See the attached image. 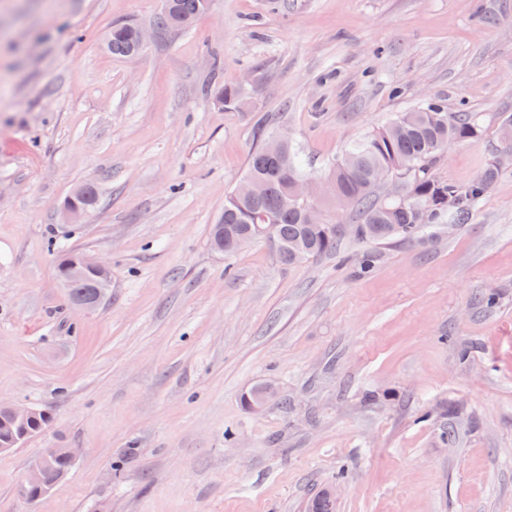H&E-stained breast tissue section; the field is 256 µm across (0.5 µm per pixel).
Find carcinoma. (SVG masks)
<instances>
[{
    "instance_id": "obj_1",
    "label": "carcinoma",
    "mask_w": 512,
    "mask_h": 512,
    "mask_svg": "<svg viewBox=\"0 0 512 512\" xmlns=\"http://www.w3.org/2000/svg\"><path fill=\"white\" fill-rule=\"evenodd\" d=\"M208 7L204 0H169L156 26L186 28ZM137 33L134 24L112 26L108 49L115 56L133 54ZM213 99L226 112H247L252 105L251 96L238 85L216 88ZM479 132L471 113H450L437 101L426 100L353 142L327 162L316 178L333 187L329 198L350 209L349 219L358 230L355 238L359 241H414L430 224L464 219L496 182L501 166L494 161L466 186L444 181L434 172L448 145L473 140ZM256 137L258 144L249 155L242 180L256 183L262 191L256 195L231 191L224 199V215L210 228V243L223 238L224 254L232 255L238 252L240 237L255 232L258 224H271L279 242L275 252L284 264L335 253L342 229L326 221L315 206L296 200L297 184L311 177L299 149L290 140L273 142L262 128ZM387 181L396 184V195H377ZM76 255L74 250L65 252L58 265V276L72 302L90 300L101 292L93 275L65 278Z\"/></svg>"
}]
</instances>
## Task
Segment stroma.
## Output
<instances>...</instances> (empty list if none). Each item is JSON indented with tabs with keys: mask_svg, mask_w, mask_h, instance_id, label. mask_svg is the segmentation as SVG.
Segmentation results:
<instances>
[{
	"mask_svg": "<svg viewBox=\"0 0 512 512\" xmlns=\"http://www.w3.org/2000/svg\"><path fill=\"white\" fill-rule=\"evenodd\" d=\"M159 8L0 0V404L51 418L0 453V512H307L330 487L336 512H512V165L420 242L295 265L209 243L261 125L317 173L431 98L477 117L435 167L472 181L512 117V0H211L181 31ZM120 22L151 30L140 56L108 51ZM247 79L251 111L214 102ZM87 182L97 207L63 223ZM63 246L108 266L96 308ZM67 447L28 504L31 461Z\"/></svg>",
	"mask_w": 512,
	"mask_h": 512,
	"instance_id": "stroma-1",
	"label": "stroma"
}]
</instances>
